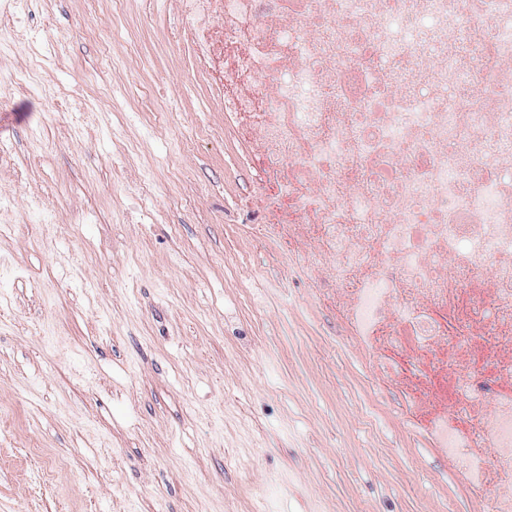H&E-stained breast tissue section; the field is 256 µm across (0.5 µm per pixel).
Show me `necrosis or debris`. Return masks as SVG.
<instances>
[{
  "instance_id": "obj_1",
  "label": "necrosis or debris",
  "mask_w": 512,
  "mask_h": 512,
  "mask_svg": "<svg viewBox=\"0 0 512 512\" xmlns=\"http://www.w3.org/2000/svg\"><path fill=\"white\" fill-rule=\"evenodd\" d=\"M181 2L264 237L512 512V0Z\"/></svg>"
}]
</instances>
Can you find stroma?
I'll use <instances>...</instances> for the list:
<instances>
[{
    "label": "stroma",
    "instance_id": "1",
    "mask_svg": "<svg viewBox=\"0 0 512 512\" xmlns=\"http://www.w3.org/2000/svg\"><path fill=\"white\" fill-rule=\"evenodd\" d=\"M0 17V512H482L261 240L180 0Z\"/></svg>",
    "mask_w": 512,
    "mask_h": 512
}]
</instances>
